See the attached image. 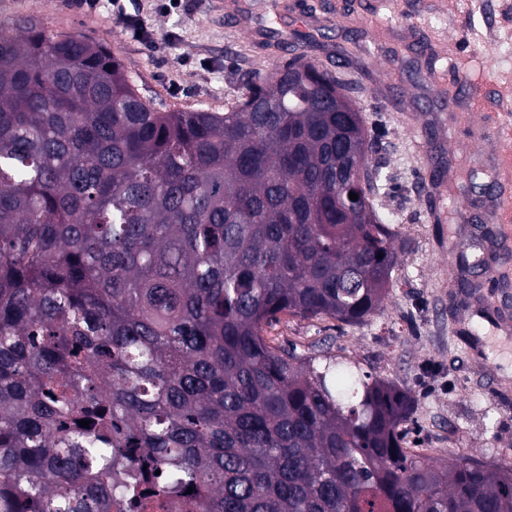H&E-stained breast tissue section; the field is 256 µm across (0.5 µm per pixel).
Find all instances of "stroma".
I'll use <instances>...</instances> for the list:
<instances>
[{"label": "stroma", "instance_id": "1", "mask_svg": "<svg viewBox=\"0 0 512 512\" xmlns=\"http://www.w3.org/2000/svg\"><path fill=\"white\" fill-rule=\"evenodd\" d=\"M212 2L184 0L169 13L160 0H135L149 33L145 40L126 33L109 9L90 0H0V28L12 29L23 15L40 16L56 32L104 43L158 109L221 112L236 104L243 75L286 56L258 47L256 17L273 15L269 0H234L252 17L237 27L225 25ZM280 2L289 11L324 17L323 25L304 28L303 51L358 87L353 102L379 137L380 201L395 219L401 264L388 297L364 323L284 315L265 334L271 344L304 354L330 346L410 392L415 407L408 440L426 453L504 464L512 458V375L504 372L512 363V340L491 329L487 360L470 353L463 336L478 307L448 301V242L473 254L480 228L462 224L450 233L448 190L426 178L489 169L512 156V143L471 139L472 126L501 119L498 105L512 108V0H392L387 22L378 20L374 0ZM475 81L485 85L478 104L471 101ZM394 99L402 111L390 109ZM452 100L468 105V113L449 118ZM493 265L500 279L484 286V296L512 313V244L499 246ZM493 382L506 393H491Z\"/></svg>", "mask_w": 512, "mask_h": 512}]
</instances>
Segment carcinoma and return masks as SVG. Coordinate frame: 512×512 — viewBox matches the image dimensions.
<instances>
[{"label": "carcinoma", "mask_w": 512, "mask_h": 512, "mask_svg": "<svg viewBox=\"0 0 512 512\" xmlns=\"http://www.w3.org/2000/svg\"><path fill=\"white\" fill-rule=\"evenodd\" d=\"M15 27L0 512H512L511 467L402 446L410 393L262 336L284 314L364 322L400 262L335 74L294 56L224 113L162 112L108 48ZM479 291L463 271L452 299Z\"/></svg>", "instance_id": "carcinoma-1"}]
</instances>
